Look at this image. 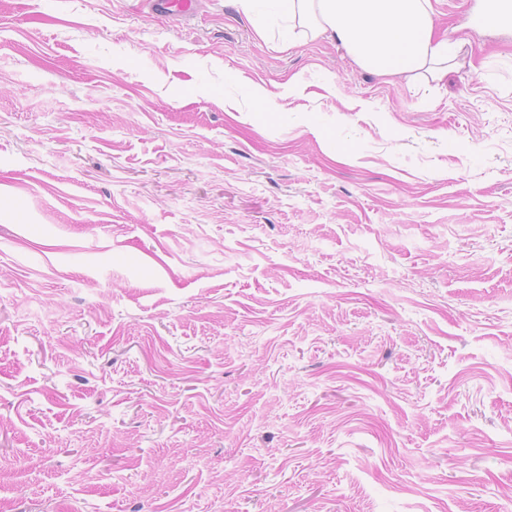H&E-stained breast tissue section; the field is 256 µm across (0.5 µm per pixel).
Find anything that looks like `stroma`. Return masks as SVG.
Instances as JSON below:
<instances>
[{"mask_svg":"<svg viewBox=\"0 0 512 512\" xmlns=\"http://www.w3.org/2000/svg\"><path fill=\"white\" fill-rule=\"evenodd\" d=\"M143 2L0 0V512H512V27ZM149 10L157 16H189L195 9L194 0H147ZM288 22L309 17L313 36L336 38L365 70L406 81L442 78L459 41L436 30L433 0H285Z\"/></svg>","mask_w":512,"mask_h":512,"instance_id":"1","label":"stroma"}]
</instances>
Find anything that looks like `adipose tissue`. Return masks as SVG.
Instances as JSON below:
<instances>
[{
  "label": "adipose tissue",
  "instance_id": "obj_1",
  "mask_svg": "<svg viewBox=\"0 0 512 512\" xmlns=\"http://www.w3.org/2000/svg\"><path fill=\"white\" fill-rule=\"evenodd\" d=\"M312 35L337 39L365 70L412 81L447 74L458 43L436 30L433 0H283Z\"/></svg>",
  "mask_w": 512,
  "mask_h": 512
}]
</instances>
